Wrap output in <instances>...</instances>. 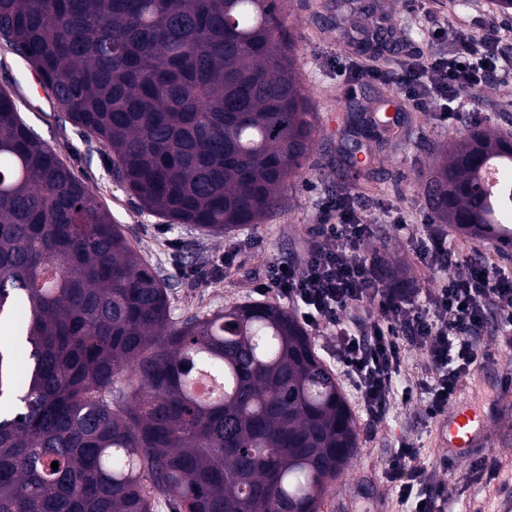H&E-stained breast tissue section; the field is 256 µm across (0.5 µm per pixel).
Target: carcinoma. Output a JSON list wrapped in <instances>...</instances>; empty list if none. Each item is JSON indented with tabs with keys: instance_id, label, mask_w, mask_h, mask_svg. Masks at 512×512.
Returning a JSON list of instances; mask_svg holds the SVG:
<instances>
[{
	"instance_id": "obj_1",
	"label": "carcinoma",
	"mask_w": 512,
	"mask_h": 512,
	"mask_svg": "<svg viewBox=\"0 0 512 512\" xmlns=\"http://www.w3.org/2000/svg\"><path fill=\"white\" fill-rule=\"evenodd\" d=\"M0 40L173 224L258 223L314 150L280 0H0ZM489 155L506 158L496 208L473 162ZM426 193L433 220L512 248V133L448 142ZM194 369L224 396L200 399ZM357 449L296 315L247 302L172 322L140 248L1 89L0 512H154L160 496L173 512H321Z\"/></svg>"
}]
</instances>
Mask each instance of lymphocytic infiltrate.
I'll list each match as a JSON object with an SVG mask.
<instances>
[{"label":"lymphocytic infiltrate","instance_id":"1","mask_svg":"<svg viewBox=\"0 0 512 512\" xmlns=\"http://www.w3.org/2000/svg\"><path fill=\"white\" fill-rule=\"evenodd\" d=\"M501 61L463 34L455 49L419 53L390 80L445 122L451 117L447 101L461 100L462 86L484 85ZM322 213L317 239L300 265H271L267 287L292 302L312 329L335 326L340 369L368 414L378 415L393 396L407 405L421 394L426 416L441 415L461 383L492 358L477 340L489 307L497 308L501 329L512 332V279L476 265L454 271L447 238L431 234L417 242V253L428 269L447 270V278L413 294L381 288L383 268L365 254L371 218L341 196L323 203ZM353 307L374 311L366 331L343 323L342 312ZM411 344L423 350L426 364L415 386L399 390L395 377Z\"/></svg>","mask_w":512,"mask_h":512}]
</instances>
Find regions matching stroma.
Wrapping results in <instances>:
<instances>
[{"mask_svg": "<svg viewBox=\"0 0 512 512\" xmlns=\"http://www.w3.org/2000/svg\"><path fill=\"white\" fill-rule=\"evenodd\" d=\"M315 2L283 0L281 20L295 34L297 68L317 116L318 146L307 162V173L282 186L278 210L227 237L172 224L145 210L116 176L111 151L66 119L34 70L0 42V88L15 96L22 120L100 199L114 223L169 283L174 320L212 314L246 301L278 302L276 292L262 289L269 265H292L303 258L313 242L311 230L319 222L321 203L341 189L351 192L375 220L368 250L382 260L386 287L411 294L440 279V272L423 268L413 245L414 239L435 230L447 235L450 249L457 254L512 275V253H500L495 242H473L449 225L434 223L424 193L434 152L449 138L475 124L512 131L511 70L485 84L479 103L468 104L446 123L412 99L400 97V132L382 150V163L374 171L376 191L358 192L350 182L341 188L336 185L337 172L348 168L345 155L337 150L342 133L336 121L337 102L370 101L390 88L384 81L348 77L341 73V65L394 71L402 54L430 50L429 31L458 22L466 23L473 35L491 37L499 49L507 51L512 49V30L504 17L487 11L486 0H469L461 7L452 0H356L357 10L339 29L316 14ZM379 24L389 30L395 54L386 62L355 56L347 46L349 35ZM398 217L406 231L396 229ZM478 340L490 348L494 364L466 383L457 400L479 407L485 416L482 454L494 461V475L471 482L466 478L468 464L444 466L448 451L437 445L435 424L424 417L422 401L405 406L391 399L374 420L360 408L353 387L344 379L340 386L355 416L358 453L331 485L322 512H410L397 483L386 477L397 443L403 439L417 450L422 470L416 479L418 488L429 492L442 486L446 512H512V389L500 386L503 375H512V333L499 329L491 317Z\"/></svg>", "mask_w": 512, "mask_h": 512, "instance_id": "35a3bbf8", "label": "stroma"}]
</instances>
